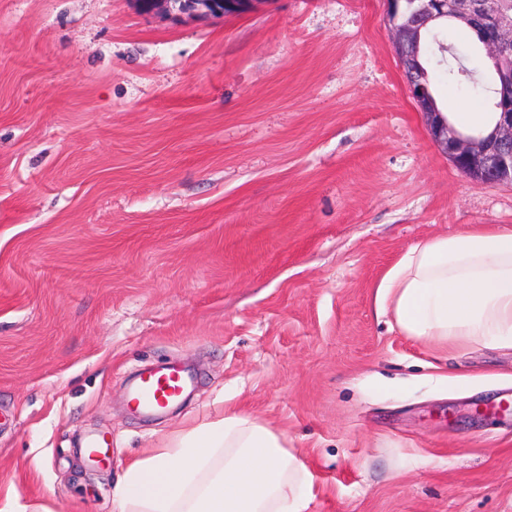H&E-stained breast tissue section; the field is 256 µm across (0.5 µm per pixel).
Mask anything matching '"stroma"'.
Listing matches in <instances>:
<instances>
[{"label":"stroma","mask_w":512,"mask_h":512,"mask_svg":"<svg viewBox=\"0 0 512 512\" xmlns=\"http://www.w3.org/2000/svg\"><path fill=\"white\" fill-rule=\"evenodd\" d=\"M477 224L512 226V186L433 143L384 0H0V507L113 512L130 460L232 406L304 462L307 512H512V350L374 303ZM170 363L190 395L145 417L129 376ZM174 1H181L176 6ZM217 0H138L142 8L147 12L170 11L177 9L180 12H199L205 14H224V12H239L246 9L248 2L252 0H224V9L220 8Z\"/></svg>","instance_id":"35a3bbf8"}]
</instances>
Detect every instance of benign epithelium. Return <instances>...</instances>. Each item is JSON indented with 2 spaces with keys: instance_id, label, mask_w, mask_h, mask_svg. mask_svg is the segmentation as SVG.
Wrapping results in <instances>:
<instances>
[{
  "instance_id": "benign-epithelium-1",
  "label": "benign epithelium",
  "mask_w": 512,
  "mask_h": 512,
  "mask_svg": "<svg viewBox=\"0 0 512 512\" xmlns=\"http://www.w3.org/2000/svg\"><path fill=\"white\" fill-rule=\"evenodd\" d=\"M147 12L169 11L222 14L246 9L250 0H138ZM402 0H386L387 23L393 34L396 57L404 73L410 94L426 118L431 139L467 177L490 186H512V12L488 7L486 0H421L415 14L408 18ZM454 19L476 31L483 53L494 65V92L500 119L485 137L463 136L440 121V112L431 99L429 86L409 74L419 61L422 31L441 19Z\"/></svg>"
}]
</instances>
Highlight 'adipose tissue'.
<instances>
[{"instance_id": "adipose-tissue-1", "label": "adipose tissue", "mask_w": 512, "mask_h": 512, "mask_svg": "<svg viewBox=\"0 0 512 512\" xmlns=\"http://www.w3.org/2000/svg\"><path fill=\"white\" fill-rule=\"evenodd\" d=\"M375 303L415 339L512 349V226L410 247L379 280ZM302 470L282 434L228 409L132 461L112 501L116 512H306Z\"/></svg>"}]
</instances>
